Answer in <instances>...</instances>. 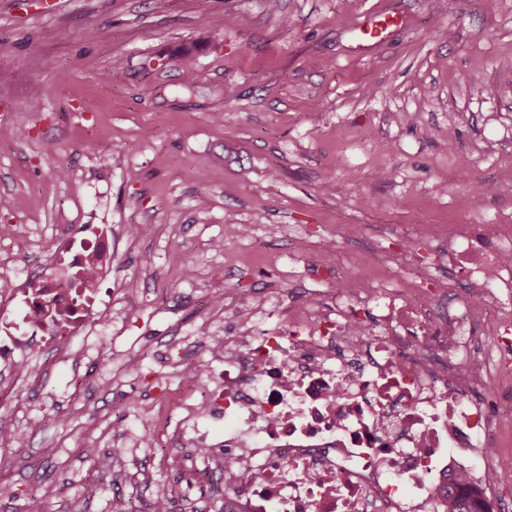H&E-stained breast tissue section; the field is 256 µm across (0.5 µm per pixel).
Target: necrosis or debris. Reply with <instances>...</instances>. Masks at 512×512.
Wrapping results in <instances>:
<instances>
[{
    "label": "necrosis or debris",
    "mask_w": 512,
    "mask_h": 512,
    "mask_svg": "<svg viewBox=\"0 0 512 512\" xmlns=\"http://www.w3.org/2000/svg\"><path fill=\"white\" fill-rule=\"evenodd\" d=\"M424 235L466 260L468 302L418 267L364 284L336 276L327 302L278 292L242 304L231 335L204 339L224 365L216 389L168 399L224 480V512H443L449 485L512 482V437L469 395L489 378L512 386V214ZM45 251L32 273L0 272L1 409L60 356L81 362L74 339L112 359L111 225L55 231Z\"/></svg>",
    "instance_id": "obj_1"
}]
</instances>
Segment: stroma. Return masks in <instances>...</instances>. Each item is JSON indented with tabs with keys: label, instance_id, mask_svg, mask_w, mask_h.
Here are the masks:
<instances>
[{
	"label": "stroma",
	"instance_id": "stroma-1",
	"mask_svg": "<svg viewBox=\"0 0 512 512\" xmlns=\"http://www.w3.org/2000/svg\"><path fill=\"white\" fill-rule=\"evenodd\" d=\"M378 12L401 25L360 45ZM502 213L512 0H0V225L29 230L0 266L37 261L58 225L106 222L132 290L112 364H61L0 410L27 431L0 447V512H151L163 489L172 512H224L182 443L113 450L157 431L178 362L203 364L167 344L236 282L233 257L274 288L330 227L334 267L373 279L391 269L365 256L395 250V227ZM228 224L265 231L235 242Z\"/></svg>",
	"mask_w": 512,
	"mask_h": 512
}]
</instances>
